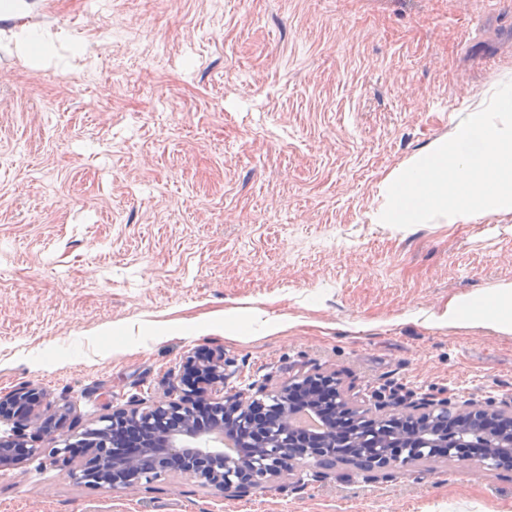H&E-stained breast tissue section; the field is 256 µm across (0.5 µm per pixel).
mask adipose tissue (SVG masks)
Here are the masks:
<instances>
[{
	"instance_id": "obj_1",
	"label": "adipose tissue",
	"mask_w": 512,
	"mask_h": 512,
	"mask_svg": "<svg viewBox=\"0 0 512 512\" xmlns=\"http://www.w3.org/2000/svg\"><path fill=\"white\" fill-rule=\"evenodd\" d=\"M14 49L19 57L35 67L58 63L55 42L42 31L23 28L13 34ZM434 320L444 326L468 324L512 334V286L478 289L471 294L454 298L436 314Z\"/></svg>"
}]
</instances>
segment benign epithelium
Returning a JSON list of instances; mask_svg holds the SVG:
<instances>
[{
    "instance_id": "benign-epithelium-1",
    "label": "benign epithelium",
    "mask_w": 512,
    "mask_h": 512,
    "mask_svg": "<svg viewBox=\"0 0 512 512\" xmlns=\"http://www.w3.org/2000/svg\"><path fill=\"white\" fill-rule=\"evenodd\" d=\"M185 369L192 380L209 389L168 388L142 408L134 402L102 418V425L73 437L61 433L67 412L51 427L35 409L41 394L21 387L0 397V421L13 424V434L0 437V470L37 451L47 436L59 439L67 474L117 491H134L151 476H189L226 497H239L294 471L303 460L324 469L338 463L360 465L388 478L423 461L434 468L444 460L472 467L479 476L486 461L501 459L499 469L512 472V400L467 398L450 402L422 397L409 402L374 397L359 403L339 374L313 370L300 373L269 392L224 391L229 374L224 352H196ZM304 409L328 418L333 427L320 432L297 430L295 415ZM492 424L496 442L488 448H466L458 440L466 422ZM234 436L239 453L227 457L208 442L215 433Z\"/></svg>"
}]
</instances>
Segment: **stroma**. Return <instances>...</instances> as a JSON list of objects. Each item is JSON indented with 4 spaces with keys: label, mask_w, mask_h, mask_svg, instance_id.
<instances>
[{
    "label": "stroma",
    "mask_w": 512,
    "mask_h": 512,
    "mask_svg": "<svg viewBox=\"0 0 512 512\" xmlns=\"http://www.w3.org/2000/svg\"><path fill=\"white\" fill-rule=\"evenodd\" d=\"M22 2L0 16V397L36 388L80 433L220 349L232 390L316 368L366 398L512 400V335L425 320L512 284V213L370 219L384 177L512 73V0ZM19 26L61 35L65 65H26ZM55 446L0 471V512H512V474L455 461L377 481L307 462L226 498L83 483Z\"/></svg>",
    "instance_id": "obj_1"
}]
</instances>
